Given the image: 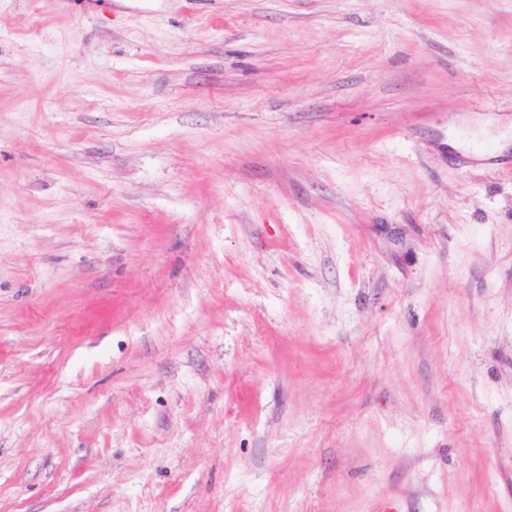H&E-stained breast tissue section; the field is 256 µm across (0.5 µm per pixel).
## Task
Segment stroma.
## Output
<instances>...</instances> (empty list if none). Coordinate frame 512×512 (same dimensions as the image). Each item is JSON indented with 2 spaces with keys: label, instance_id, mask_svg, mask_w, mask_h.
I'll list each match as a JSON object with an SVG mask.
<instances>
[{
  "label": "stroma",
  "instance_id": "obj_1",
  "mask_svg": "<svg viewBox=\"0 0 512 512\" xmlns=\"http://www.w3.org/2000/svg\"><path fill=\"white\" fill-rule=\"evenodd\" d=\"M512 0H0V512H512Z\"/></svg>",
  "mask_w": 512,
  "mask_h": 512
}]
</instances>
